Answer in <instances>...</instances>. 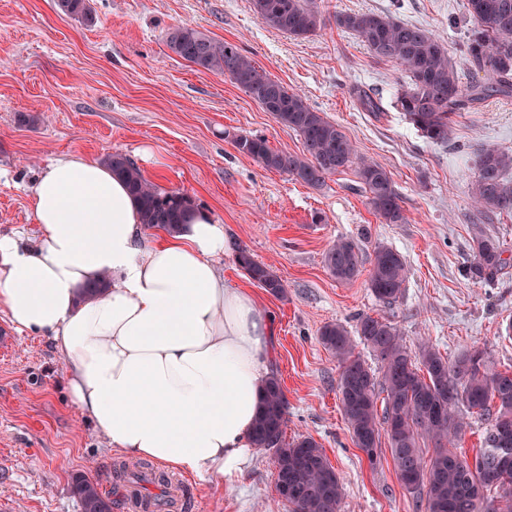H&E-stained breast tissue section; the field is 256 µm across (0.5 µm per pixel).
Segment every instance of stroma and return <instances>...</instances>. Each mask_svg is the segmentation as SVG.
I'll return each mask as SVG.
<instances>
[{"label": "stroma", "instance_id": "35a3bbf8", "mask_svg": "<svg viewBox=\"0 0 512 512\" xmlns=\"http://www.w3.org/2000/svg\"><path fill=\"white\" fill-rule=\"evenodd\" d=\"M97 22L59 13L55 0H0V236L34 237L28 189L64 154L120 153L163 190L190 196L258 262L274 267L284 296L255 293L275 316L272 371L288 402L286 440L312 436L345 486L341 512H426L400 484L389 449L370 464L356 448L338 394L340 367L319 340L331 322L354 329L362 315L394 324L410 347L428 341L455 359L474 346L493 369L512 368V265L493 283L467 279L476 237L512 251V214L478 220L471 195L478 149L512 150V95H491L457 113L443 145L427 142L394 101L405 77L375 59L340 12H388L426 27L461 62L465 0H317L325 26L295 39L262 24L250 0H91ZM190 24L240 45L257 66L336 123L360 157L383 164L406 223L387 224L369 203L356 167L310 186L240 153V135H261L298 153L300 136L229 77L172 54L168 30ZM381 109L367 111L363 97ZM29 115L30 125L16 121ZM361 249L357 278L341 282L323 255L337 238ZM405 260L403 295L387 305L368 284L377 247ZM122 456L73 404L65 363L44 336L0 313V512H81L73 478L96 481L123 512ZM164 474L182 512H291L279 501L272 452L255 450L234 480L202 485Z\"/></svg>", "mask_w": 512, "mask_h": 512}]
</instances>
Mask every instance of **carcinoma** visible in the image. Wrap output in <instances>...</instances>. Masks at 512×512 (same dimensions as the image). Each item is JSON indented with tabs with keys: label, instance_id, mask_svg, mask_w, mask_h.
<instances>
[{
	"label": "carcinoma",
	"instance_id": "1",
	"mask_svg": "<svg viewBox=\"0 0 512 512\" xmlns=\"http://www.w3.org/2000/svg\"><path fill=\"white\" fill-rule=\"evenodd\" d=\"M56 6L84 24L96 23L89 0H56ZM251 9L265 25L297 39L325 25L316 0H251ZM466 11V64L484 73L485 84H463L448 49L425 28L391 15L336 16V26L356 34L375 58L401 64L408 81L395 106L434 144L448 142L453 115L470 104L491 94L512 95V0H466ZM166 45L181 59L228 76L279 123L297 132L304 147L302 154H292L271 148L261 136L241 135L235 141L239 152L265 170L309 185L355 163L379 218L386 224L407 222L391 173L378 162L358 157L336 124L257 67L236 44L182 24L169 29ZM103 162L124 179L142 223L149 227L175 232L184 213L195 206L183 193L158 188L122 154H110ZM511 171L512 153L495 147L478 151L472 188L479 212L512 214V180L507 178ZM474 249L466 276L477 283L492 281L512 264V256L503 257L505 250L493 238L476 239ZM233 258L258 286L275 297L285 294L272 266L256 261L243 247L235 248ZM324 264L336 280L350 282L361 272L360 248L352 240L339 239L325 252ZM405 281L402 256L377 248L368 277L373 295L392 304L401 297ZM356 333L376 357L378 369L355 352L342 324L328 323L320 330V342L340 366L339 399L355 446L374 463L382 438H387L399 481L410 493H425L427 512H512V370L489 371L481 348L462 352L451 365L428 343L414 352L383 318L359 317ZM462 406L488 421L483 448L472 464L451 451L464 427ZM287 409L281 381L273 375L264 387L252 444L273 451L275 484L295 490L282 497L292 512H341L344 484L321 446L305 435L285 441ZM425 441L434 444L428 458L421 448ZM75 491L82 512H112V502L96 482L78 476Z\"/></svg>",
	"mask_w": 512,
	"mask_h": 512
}]
</instances>
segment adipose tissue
I'll return each mask as SVG.
<instances>
[{
  "label": "adipose tissue",
  "mask_w": 512,
  "mask_h": 512,
  "mask_svg": "<svg viewBox=\"0 0 512 512\" xmlns=\"http://www.w3.org/2000/svg\"><path fill=\"white\" fill-rule=\"evenodd\" d=\"M39 238L0 237V311L50 336L74 404L113 452L203 484L237 477L268 376L270 311L218 271L231 248L202 208L144 242L122 178L55 158L30 188ZM110 277L102 295L84 286Z\"/></svg>",
  "instance_id": "adipose-tissue-1"
}]
</instances>
